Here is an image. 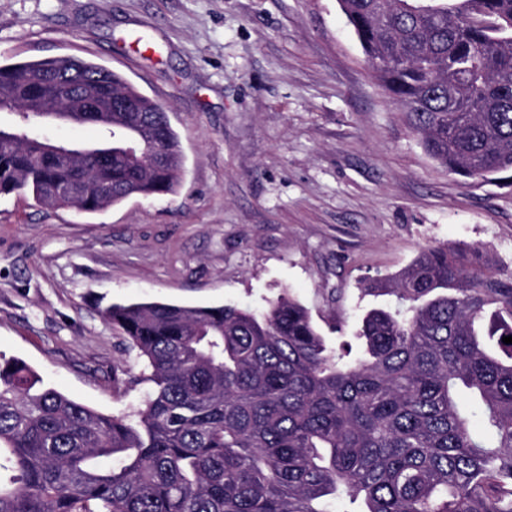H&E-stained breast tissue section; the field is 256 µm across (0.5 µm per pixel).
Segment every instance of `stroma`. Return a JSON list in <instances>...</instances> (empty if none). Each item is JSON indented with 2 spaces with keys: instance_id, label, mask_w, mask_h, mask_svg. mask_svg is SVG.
Wrapping results in <instances>:
<instances>
[{
  "instance_id": "stroma-1",
  "label": "stroma",
  "mask_w": 512,
  "mask_h": 512,
  "mask_svg": "<svg viewBox=\"0 0 512 512\" xmlns=\"http://www.w3.org/2000/svg\"><path fill=\"white\" fill-rule=\"evenodd\" d=\"M77 56L166 106L176 191L97 213L0 195V356L106 415L150 389L115 303L290 292L354 323L360 279L422 247L512 267V186L448 173L379 84L337 0H0V66Z\"/></svg>"
}]
</instances>
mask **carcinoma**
Returning <instances> with one entry per match:
<instances>
[{"mask_svg": "<svg viewBox=\"0 0 512 512\" xmlns=\"http://www.w3.org/2000/svg\"><path fill=\"white\" fill-rule=\"evenodd\" d=\"M427 154L512 183V0H338ZM99 78L132 112L71 115L105 133L98 163L0 128V194L96 212L169 194L184 159L168 113L85 59L0 66V101L64 99ZM478 111H448V93ZM87 186L78 200L59 193ZM359 355L328 346L299 300L113 304L151 389L104 415L0 362V512H512V269L479 245L428 246L362 281ZM467 392L481 415L459 403Z\"/></svg>", "mask_w": 512, "mask_h": 512, "instance_id": "1", "label": "carcinoma"}]
</instances>
